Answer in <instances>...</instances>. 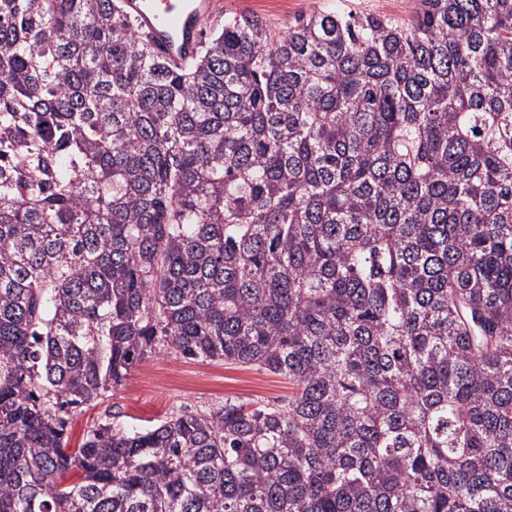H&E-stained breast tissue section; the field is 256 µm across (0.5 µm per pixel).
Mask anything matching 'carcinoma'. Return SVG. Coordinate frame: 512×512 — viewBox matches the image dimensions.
I'll return each mask as SVG.
<instances>
[{"label":"carcinoma","instance_id":"cac0c4a2","mask_svg":"<svg viewBox=\"0 0 512 512\" xmlns=\"http://www.w3.org/2000/svg\"><path fill=\"white\" fill-rule=\"evenodd\" d=\"M0 0V512H512V0ZM155 347L276 402L96 425ZM222 3L223 12L218 7ZM329 0H122L155 52L174 66L193 61L201 46L202 31L210 19L223 13H255L278 27L321 7ZM336 8L345 12L388 16L398 20L408 19L417 6V0H332Z\"/></svg>","mask_w":512,"mask_h":512}]
</instances>
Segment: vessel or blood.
<instances>
[{
  "label": "vessel or blood",
  "instance_id": "vessel-or-blood-1",
  "mask_svg": "<svg viewBox=\"0 0 512 512\" xmlns=\"http://www.w3.org/2000/svg\"><path fill=\"white\" fill-rule=\"evenodd\" d=\"M122 3L156 53L175 66L195 59L207 22L222 15L217 0H122Z\"/></svg>",
  "mask_w": 512,
  "mask_h": 512
}]
</instances>
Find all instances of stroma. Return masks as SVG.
<instances>
[{
    "instance_id": "1",
    "label": "stroma",
    "mask_w": 512,
    "mask_h": 512,
    "mask_svg": "<svg viewBox=\"0 0 512 512\" xmlns=\"http://www.w3.org/2000/svg\"><path fill=\"white\" fill-rule=\"evenodd\" d=\"M325 0H221L224 13L251 12L278 27L321 7ZM287 380L265 371L228 365L215 360L198 362L166 351L149 356L124 384L72 417L69 443L78 446L91 427L111 421L120 413L125 424L144 425L180 410L206 411L225 399L243 403L272 402L288 396Z\"/></svg>"
}]
</instances>
